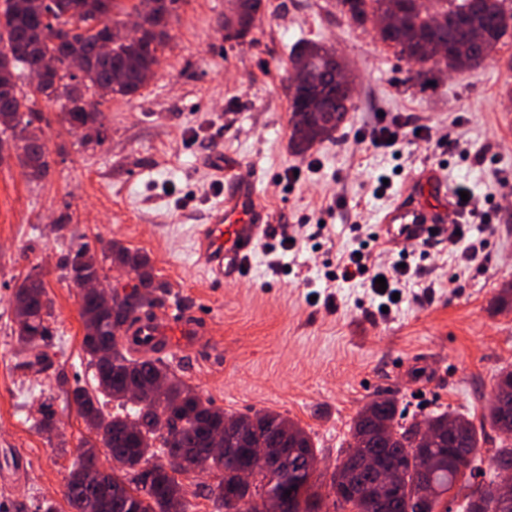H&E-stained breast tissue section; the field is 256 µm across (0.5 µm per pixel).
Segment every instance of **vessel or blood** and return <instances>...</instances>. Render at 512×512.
Returning a JSON list of instances; mask_svg holds the SVG:
<instances>
[{"mask_svg": "<svg viewBox=\"0 0 512 512\" xmlns=\"http://www.w3.org/2000/svg\"><path fill=\"white\" fill-rule=\"evenodd\" d=\"M456 202L448 201L445 182L433 169L413 174L401 199L382 217L379 234L395 247L421 243L444 234L457 218ZM267 210L253 178H231L224 185L223 203L212 209L196 236L197 262L217 283L232 281L249 268L257 246L270 234ZM199 317L183 315L164 321L142 319L130 328L125 342L146 350L169 353L187 350L193 337L207 335Z\"/></svg>", "mask_w": 512, "mask_h": 512, "instance_id": "1", "label": "vessel or blood"}]
</instances>
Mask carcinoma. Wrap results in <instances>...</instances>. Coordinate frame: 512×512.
<instances>
[{
	"instance_id": "carcinoma-1",
	"label": "carcinoma",
	"mask_w": 512,
	"mask_h": 512,
	"mask_svg": "<svg viewBox=\"0 0 512 512\" xmlns=\"http://www.w3.org/2000/svg\"><path fill=\"white\" fill-rule=\"evenodd\" d=\"M52 0L55 15L73 18L71 39L43 19L23 0H0V38L14 46L12 57L0 56V109L15 115L10 136L25 139L38 118L36 97L56 106L61 122L71 128L99 130L105 119L100 101L129 98L149 83L157 52L167 43V26L155 32V17L144 16L149 26L138 40L116 43L106 57L99 56L97 43L105 29L94 25L119 24L127 15L124 0ZM336 7L350 21L363 26L371 18L398 11L396 23L379 27L380 40L394 48L409 68L403 84L434 70L463 71L480 67L497 53L502 39L512 32V0H430L427 10L415 9L413 0H336ZM70 48L88 61L79 75L65 70L47 78L35 92H26L18 81L38 61L36 53H59ZM335 51L321 43H300L290 55L293 80L288 87L291 102L288 147L305 155L332 137L343 124L353 99L335 95L348 81L346 71L336 74ZM93 90L99 100L85 99ZM20 166L33 176L47 173L49 152L45 143H29L17 155ZM108 257L112 267L133 277L130 290L113 297L110 312L100 310L97 299L81 295L80 318L84 326L82 347L93 368L89 386H77L72 398L87 429L94 437L84 440L83 452L70 471L66 499L74 512H191L177 476L194 470L195 458L206 452L207 436L224 432V422L236 427L231 436L233 454L210 459L209 470L220 473L206 498L221 512L216 490L238 494L237 512H256V496L271 492L283 499L287 512H322V485L307 461L317 457L311 435L294 420L274 411L229 415L202 399L161 358L136 357L117 342V333L138 314H150L162 303L166 285L155 280L150 257L117 240L107 242L97 253L85 247L67 257L64 266L74 279L98 274V254ZM12 335L18 344L36 349L50 335L51 303L44 283L25 277L14 293ZM167 389L165 401L156 405L134 400L157 378ZM480 426L503 435L492 449L491 463L500 470L512 467V369L499 373ZM118 403L121 411L104 408ZM350 437L331 475L333 506L345 512H371L368 500L347 482L356 472V455L367 443L381 444L384 458L400 461L401 470L392 494L391 512H417L423 491H429L425 512H439L443 496L453 491L465 471L475 469L480 433L468 418L448 411L436 412L424 422L409 421L405 409L390 398L373 399L353 419ZM112 450V471L101 468L97 448ZM438 457L443 461L432 476L424 475L420 461ZM250 467L254 488L241 487L239 471ZM290 495H285L286 491Z\"/></svg>"
}]
</instances>
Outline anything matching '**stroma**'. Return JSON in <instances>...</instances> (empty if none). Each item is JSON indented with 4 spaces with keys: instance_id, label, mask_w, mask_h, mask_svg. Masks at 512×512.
Wrapping results in <instances>:
<instances>
[{
    "instance_id": "35a3bbf8",
    "label": "stroma",
    "mask_w": 512,
    "mask_h": 512,
    "mask_svg": "<svg viewBox=\"0 0 512 512\" xmlns=\"http://www.w3.org/2000/svg\"><path fill=\"white\" fill-rule=\"evenodd\" d=\"M226 7L177 0L156 75L135 96L103 102L96 136L60 124L37 99L45 176L0 158V512H39L46 501L72 512L64 488L89 432L70 393L92 369L62 260L85 246L97 252L114 239L147 252L168 287L155 317L194 313L208 327L197 351L172 360L178 375L227 413L270 409L298 422L324 482L373 398L395 399L419 421L438 409L477 419L512 366V308L496 305L512 282V37L481 67L407 86L406 61L374 28L337 13L336 0H263L239 42L224 39ZM305 40L346 61L355 107L333 139L297 156L289 56ZM396 125L400 145L372 142L373 129ZM426 167L441 168L448 185L468 182L489 212L466 235L477 256L444 239L422 245L386 311L367 283L327 280ZM250 175L272 232L243 277L215 285L196 263L195 231L222 200V179ZM29 275L52 304L45 367L10 332L15 285ZM45 410L57 423L49 434L32 427Z\"/></svg>"
}]
</instances>
